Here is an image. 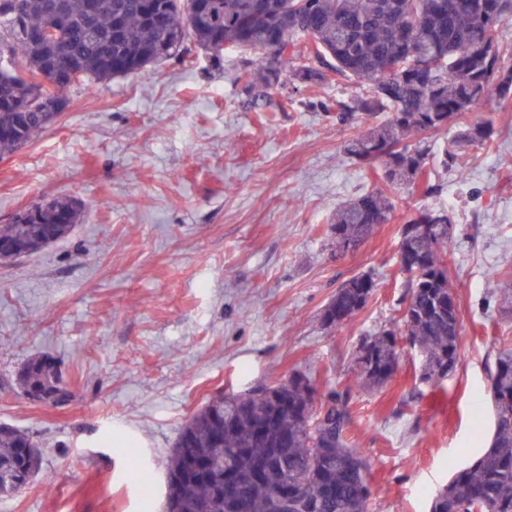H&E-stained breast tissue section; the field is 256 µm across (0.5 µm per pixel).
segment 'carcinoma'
Listing matches in <instances>:
<instances>
[{
  "instance_id": "carcinoma-1",
  "label": "carcinoma",
  "mask_w": 512,
  "mask_h": 512,
  "mask_svg": "<svg viewBox=\"0 0 512 512\" xmlns=\"http://www.w3.org/2000/svg\"><path fill=\"white\" fill-rule=\"evenodd\" d=\"M57 0H0V159L17 152L54 123L71 89L89 90L117 76L176 60L191 46L223 60L224 51L252 58L236 74L254 100L298 83L322 85L329 77L357 87L348 101L320 103L349 120L373 112L390 116L350 139L346 153L378 163L385 189L345 202L331 218L336 245L354 249L389 219L385 190L430 193L429 155L409 143L415 134L456 128L444 164L493 142L492 122L463 123L480 103L512 100V55L500 50L512 22V0H63L55 38L30 35L54 18ZM193 12L189 30L183 29ZM123 23L114 33L117 16ZM69 197L36 217L0 225V254L22 246L33 254L66 238L81 219L64 225ZM448 210L423 208L407 220L425 224ZM450 234L401 235L399 262L408 275L404 335L417 351L420 380L434 387L459 362L461 310L448 262ZM376 288L369 273L337 288L322 322L338 325L361 311ZM399 332L382 329L365 338L353 373L363 387L384 385L394 374ZM25 393L53 403L66 394L49 356L27 363ZM277 397L258 388L246 396L219 392L184 424L169 467L166 512H225L224 489L233 485L240 512H368L373 495L362 448L350 440L348 392L316 400V389L297 373L276 384ZM489 396L494 412L490 445L458 470L433 497L430 512H512V336L499 339ZM31 436L0 423V497L21 491L41 467Z\"/></svg>"
}]
</instances>
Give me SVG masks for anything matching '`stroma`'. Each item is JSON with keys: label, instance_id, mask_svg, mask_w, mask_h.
<instances>
[{"label": "stroma", "instance_id": "stroma-1", "mask_svg": "<svg viewBox=\"0 0 512 512\" xmlns=\"http://www.w3.org/2000/svg\"><path fill=\"white\" fill-rule=\"evenodd\" d=\"M247 57L228 51L218 63L195 48L180 65L74 87L51 127L0 159V224L47 197L84 204L67 238L0 264V422L28 432L43 455L0 512H165L173 446L206 399L298 372L312 373L321 395L350 389L369 512H430L436 491L489 445V369L497 338L512 336V311L488 277L512 267V103L467 113L491 120L495 136L465 154L464 172L440 163L452 132L425 135L441 194H393L389 221L339 255L328 218L383 182L343 152L366 121L342 124L314 103L355 87L295 84L254 107L235 82ZM424 206L453 213L457 371L446 395L433 394L407 347L383 386L355 387L360 342L403 328L398 240ZM368 271L367 305L324 327L337 287ZM41 355L58 363L63 405L16 383ZM135 468L151 473L149 492L131 480Z\"/></svg>", "mask_w": 512, "mask_h": 512}]
</instances>
